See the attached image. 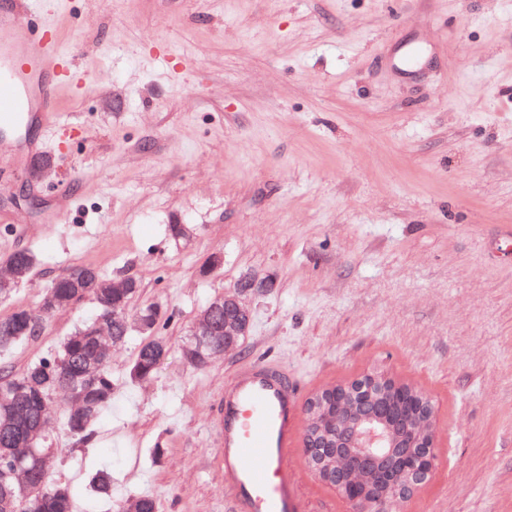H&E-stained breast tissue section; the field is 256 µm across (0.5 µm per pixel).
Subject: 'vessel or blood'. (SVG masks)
I'll return each mask as SVG.
<instances>
[{"instance_id": "b4317fda", "label": "vessel or blood", "mask_w": 512, "mask_h": 512, "mask_svg": "<svg viewBox=\"0 0 512 512\" xmlns=\"http://www.w3.org/2000/svg\"><path fill=\"white\" fill-rule=\"evenodd\" d=\"M41 10L40 0H0V163L15 176L42 151L20 130L55 121L59 90L78 94L86 87ZM299 405L287 375L265 362L242 367L225 385L224 487L235 512H303L289 468Z\"/></svg>"}]
</instances>
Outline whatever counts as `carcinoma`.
Listing matches in <instances>:
<instances>
[{
	"instance_id": "cac0c4a2",
	"label": "carcinoma",
	"mask_w": 512,
	"mask_h": 512,
	"mask_svg": "<svg viewBox=\"0 0 512 512\" xmlns=\"http://www.w3.org/2000/svg\"><path fill=\"white\" fill-rule=\"evenodd\" d=\"M88 266H72L49 284L65 304L72 306L86 298L95 301L98 315L112 312V308L130 305L132 296L112 295L105 287L108 278L96 272L92 279H85ZM33 314L24 307H17L0 317V347L6 348L34 338ZM97 319L83 322L68 336L60 350L44 356L19 373L5 371L0 374V502H8L15 512H74V496L69 487L53 478L51 471H43L33 465V455L25 465L30 470V483L21 488L14 480V462L17 442L43 418L44 408L50 406L49 394L62 385H72L84 393L89 406L87 417H77L64 408L59 418L80 444L90 443L95 427L112 402V377L108 367H103L96 382L83 385V366L102 357L95 332ZM164 338L150 336L139 346L130 375L133 380L151 378L157 366L153 360V348L161 345ZM381 404L394 416L395 448L388 452L385 469L394 473L401 457L409 451L410 435L407 421L414 414L413 406L396 392L381 400ZM91 489L100 496H107L112 487V466L97 470L90 478Z\"/></svg>"
}]
</instances>
